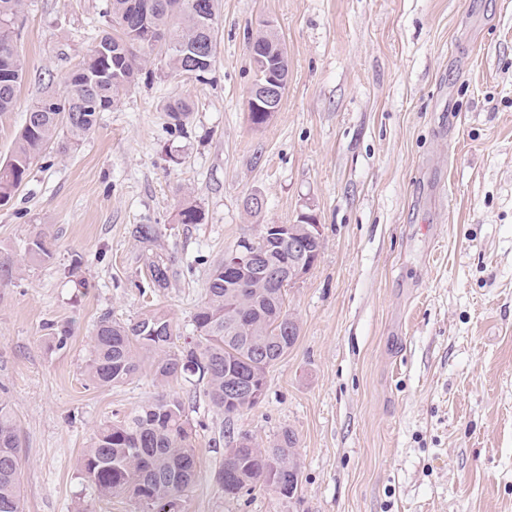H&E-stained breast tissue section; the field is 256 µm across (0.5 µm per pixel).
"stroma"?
<instances>
[{
  "label": "stroma",
  "instance_id": "1",
  "mask_svg": "<svg viewBox=\"0 0 512 512\" xmlns=\"http://www.w3.org/2000/svg\"><path fill=\"white\" fill-rule=\"evenodd\" d=\"M104 3L23 0L27 75L0 113V161L28 108L64 93L110 31ZM216 13L206 80L155 49L95 132L39 155L0 206V257L15 269L0 279V398L23 512H140L99 498L80 467L102 423L158 393L147 373L88 384L99 318L159 309L191 335L225 251L303 212L322 250L287 291L299 337L262 401L229 417L185 381L167 387L197 427L180 512H280L265 488L225 499L217 474L231 441L269 448L286 432L300 463L290 512H512V0H216ZM265 30L288 52V85L257 127L248 43ZM176 99L190 107L179 130ZM254 194L256 214L243 207ZM188 199L202 223H178ZM39 233L51 262L28 259ZM155 258L168 287L150 281Z\"/></svg>",
  "mask_w": 512,
  "mask_h": 512
}]
</instances>
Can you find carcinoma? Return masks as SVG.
I'll return each mask as SVG.
<instances>
[{"label":"carcinoma","instance_id":"cac0c4a2","mask_svg":"<svg viewBox=\"0 0 512 512\" xmlns=\"http://www.w3.org/2000/svg\"><path fill=\"white\" fill-rule=\"evenodd\" d=\"M216 20L215 0H108L104 17L112 33L103 35L67 79L66 93H48L26 114L9 159L0 164V200L9 201L27 178L31 161L49 145L66 151L93 133L99 114L118 106L124 91L141 78L147 54L156 47L168 52L176 73L205 80L214 62V27L202 22L200 4ZM21 0H0V112L16 102L25 68L18 50L16 19ZM286 53L280 39L259 33L249 47H270ZM105 47L107 56L99 51ZM201 207L186 200L178 223L199 224ZM269 273L251 270L224 277V263L207 278L206 297L193 316V336L173 350L174 330L162 310H150L130 322L102 316L91 337L86 368L89 384L109 388L127 382L150 365L161 387L181 378L203 388L213 407L226 415L239 414L262 399L267 369L292 348L291 322L276 274L288 269V237L281 232L254 235ZM29 259L50 262L53 245L38 234L27 247ZM154 287L165 288L169 268L163 260L149 263ZM195 426L183 402L163 390L150 402L121 419L101 424L84 450L82 469L102 498L127 496L144 512H179V501L197 466ZM19 445L14 413L0 399V512H21ZM287 469L298 466L291 433L271 448H258L243 436L228 448L218 482L224 495L235 499L257 486L272 489L287 508L297 489L280 485L269 463Z\"/></svg>","mask_w":512,"mask_h":512}]
</instances>
